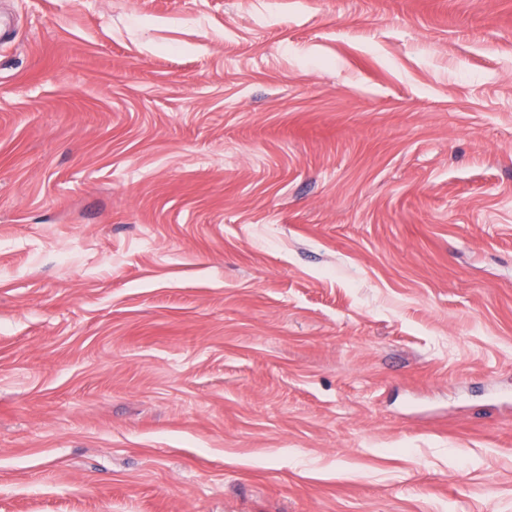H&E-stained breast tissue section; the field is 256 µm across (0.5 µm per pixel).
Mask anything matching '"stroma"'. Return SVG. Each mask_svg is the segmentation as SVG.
<instances>
[{"label":"stroma","mask_w":512,"mask_h":512,"mask_svg":"<svg viewBox=\"0 0 512 512\" xmlns=\"http://www.w3.org/2000/svg\"><path fill=\"white\" fill-rule=\"evenodd\" d=\"M0 18V512H512V0Z\"/></svg>","instance_id":"obj_1"}]
</instances>
